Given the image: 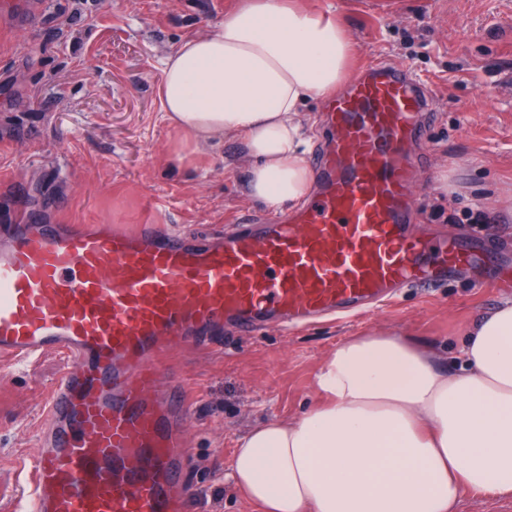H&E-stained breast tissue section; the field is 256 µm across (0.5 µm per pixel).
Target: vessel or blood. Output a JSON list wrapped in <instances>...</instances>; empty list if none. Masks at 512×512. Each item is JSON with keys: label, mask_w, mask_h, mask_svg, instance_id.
<instances>
[{"label": "vessel or blood", "mask_w": 512, "mask_h": 512, "mask_svg": "<svg viewBox=\"0 0 512 512\" xmlns=\"http://www.w3.org/2000/svg\"><path fill=\"white\" fill-rule=\"evenodd\" d=\"M434 109L404 69L363 67L328 105L312 200L282 220L244 214L216 238L26 215L0 248V364L61 353L72 367L50 385L21 512H188L184 391L146 396L171 345L227 325L288 331L483 263L484 241L410 230L405 149Z\"/></svg>", "instance_id": "obj_1"}]
</instances>
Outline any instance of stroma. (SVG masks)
<instances>
[{
    "instance_id": "1",
    "label": "stroma",
    "mask_w": 512,
    "mask_h": 512,
    "mask_svg": "<svg viewBox=\"0 0 512 512\" xmlns=\"http://www.w3.org/2000/svg\"><path fill=\"white\" fill-rule=\"evenodd\" d=\"M0 12V247L21 209L46 224H180L228 229L250 199L242 143L188 152L160 109L162 62L211 31L236 0H13ZM334 11L355 66L409 67L437 111L411 147L417 217L448 235L478 230L509 247L498 265L461 271L429 293L409 290L372 314L293 333L225 331L209 349H176L168 380L189 397L188 512H261L226 477L239 440L315 403L314 377L337 345L384 332L413 340L439 367L461 365V332L512 288H481L512 268V0H301ZM447 191H440V182ZM60 354L0 369V512H16L46 421Z\"/></svg>"
}]
</instances>
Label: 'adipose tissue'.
Segmentation results:
<instances>
[{
    "label": "adipose tissue",
    "instance_id": "adipose-tissue-1",
    "mask_svg": "<svg viewBox=\"0 0 512 512\" xmlns=\"http://www.w3.org/2000/svg\"><path fill=\"white\" fill-rule=\"evenodd\" d=\"M353 52L330 15L242 0L166 58L161 108L199 148L241 142L250 198L278 211L313 187L300 107L347 82ZM461 358L448 372L405 338H348L316 405L240 440L232 482L263 512H455L463 492H512V298L466 330Z\"/></svg>",
    "mask_w": 512,
    "mask_h": 512
}]
</instances>
